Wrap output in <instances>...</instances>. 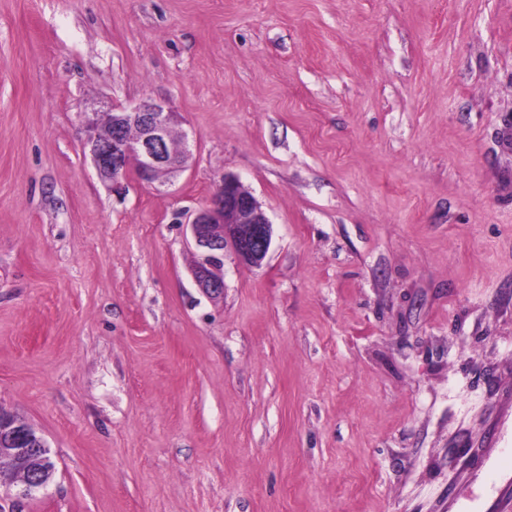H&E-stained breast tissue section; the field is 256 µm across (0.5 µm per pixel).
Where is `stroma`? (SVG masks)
I'll return each mask as SVG.
<instances>
[{"label": "stroma", "mask_w": 512, "mask_h": 512, "mask_svg": "<svg viewBox=\"0 0 512 512\" xmlns=\"http://www.w3.org/2000/svg\"><path fill=\"white\" fill-rule=\"evenodd\" d=\"M170 103L120 189L79 115ZM233 174L263 264L196 288ZM0 409L23 512H486L512 470V0H0ZM185 225L196 248L190 273L212 300L224 297L227 252L239 262L258 267L272 243V223L239 179L229 174H224L218 192ZM9 416L12 418V422L20 424L21 427L18 428L28 429L26 432L32 436L33 441L28 443L30 444V447L28 448H17L14 446V440L10 436L9 432H0V448H10L8 450L9 453H5V459L10 460V462H13V460L16 462H22L29 454V448H35V450L29 456L28 461L22 462L20 464L8 463L7 466L3 469V477L5 479L19 480L21 478H25L30 472H41L39 469L40 464L38 459L41 455L42 449H39L41 447L35 446L36 443L39 445L36 438L40 435H38L32 427L19 422L11 415ZM53 473H51V474L44 473L43 474L44 478L40 477V478H32V479H28V480L23 479L19 483L2 484V482H1V484H0L1 499L3 498L2 488L5 489L8 493L9 491H11L14 488L15 484L18 488H15V493L13 494V499H14L13 502H20L24 499L35 497L37 494H39L40 492H42L43 490H45L47 488L49 483L47 481H44V479L47 480L49 478H52ZM9 494L11 495L10 492H9Z\"/></svg>", "instance_id": "1"}]
</instances>
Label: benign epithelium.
Instances as JSON below:
<instances>
[{
	"mask_svg": "<svg viewBox=\"0 0 512 512\" xmlns=\"http://www.w3.org/2000/svg\"><path fill=\"white\" fill-rule=\"evenodd\" d=\"M84 148L105 181L116 183L131 169L150 184L164 185L168 177L188 167L191 150L187 134L179 127L180 113L169 104L143 101L129 108L81 113ZM195 245L190 273L210 299L224 297V257L231 253L259 267L270 250L273 227L252 194L239 179L226 174L217 193L186 224ZM44 478L0 484L14 491L20 502L45 490Z\"/></svg>",
	"mask_w": 512,
	"mask_h": 512,
	"instance_id": "1",
	"label": "benign epithelium"
}]
</instances>
